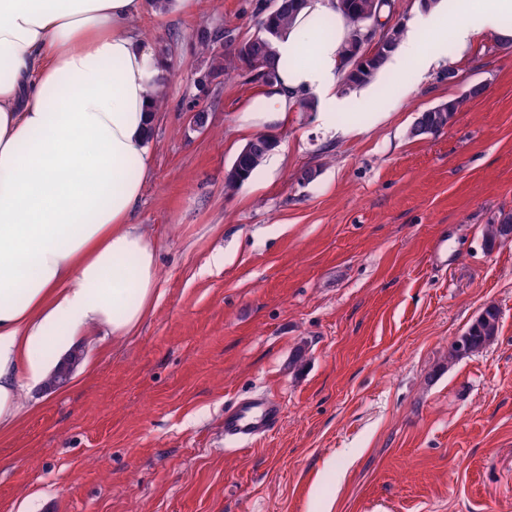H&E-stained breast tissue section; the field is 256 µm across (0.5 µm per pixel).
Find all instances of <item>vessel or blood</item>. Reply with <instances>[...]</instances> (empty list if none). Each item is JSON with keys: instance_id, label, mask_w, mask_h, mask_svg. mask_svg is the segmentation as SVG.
I'll return each instance as SVG.
<instances>
[{"instance_id": "1", "label": "vessel or blood", "mask_w": 512, "mask_h": 512, "mask_svg": "<svg viewBox=\"0 0 512 512\" xmlns=\"http://www.w3.org/2000/svg\"><path fill=\"white\" fill-rule=\"evenodd\" d=\"M282 417L281 403L261 395L237 401L224 412V436L248 447L274 432Z\"/></svg>"}]
</instances>
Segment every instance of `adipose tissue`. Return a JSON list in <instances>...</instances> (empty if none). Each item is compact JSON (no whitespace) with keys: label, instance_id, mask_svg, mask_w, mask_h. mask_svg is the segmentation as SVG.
<instances>
[{"label":"adipose tissue","instance_id":"adipose-tissue-1","mask_svg":"<svg viewBox=\"0 0 512 512\" xmlns=\"http://www.w3.org/2000/svg\"><path fill=\"white\" fill-rule=\"evenodd\" d=\"M151 5L0 0V435L73 349L131 336L159 296L156 246L132 221L169 69L136 25ZM479 34L512 46V0L418 2L388 64L428 70ZM346 35L331 0H310L275 43L270 107L315 94L330 123Z\"/></svg>","mask_w":512,"mask_h":512}]
</instances>
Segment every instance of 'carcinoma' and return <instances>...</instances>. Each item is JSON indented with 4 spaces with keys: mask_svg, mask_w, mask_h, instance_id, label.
I'll list each match as a JSON object with an SVG mask.
<instances>
[{
    "mask_svg": "<svg viewBox=\"0 0 512 512\" xmlns=\"http://www.w3.org/2000/svg\"><path fill=\"white\" fill-rule=\"evenodd\" d=\"M333 2L336 12L342 14L347 23V36L340 58L339 74L343 89L351 92L372 82L389 57L387 53H379L365 64L359 62L360 53L356 52L357 34L362 28L381 24L383 17L392 19L393 0H333ZM299 11L300 8L294 6V0H277V9L273 11L267 10L266 4H259L255 11L258 18L256 31L246 38L250 52L234 55L236 65L232 66V69L250 75L255 82L260 81L265 74L273 78L277 77L274 65L275 40L280 31L294 20ZM197 39L202 49L212 58L210 68L199 73L195 79V85L199 91L205 92L213 78L223 70L224 30L203 27L197 31ZM481 93L482 90L470 86L458 96L440 104L438 109L427 108L418 112V116L423 118L428 129L419 128V121L416 120L410 128V135L424 137L437 134L448 126L449 120L462 111L469 100L480 96ZM256 139L262 141V147L247 153L238 152L237 161L233 162L226 171L225 191L233 192L248 181L275 150L276 141L271 138L258 135ZM505 224L512 225L511 213H503L497 222L487 225L484 236L488 247L492 248L501 241ZM499 324V308L493 304L485 306L469 327L451 342L448 348V362L453 363L482 351L495 340ZM82 357L83 353L78 352L73 363L66 366L59 365L49 380V386L56 388L66 385L74 372V364L81 361Z\"/></svg>",
    "mask_w": 512,
    "mask_h": 512,
    "instance_id": "1",
    "label": "carcinoma"
}]
</instances>
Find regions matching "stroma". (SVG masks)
Segmentation results:
<instances>
[{
	"label": "stroma",
	"mask_w": 512,
	"mask_h": 512,
	"mask_svg": "<svg viewBox=\"0 0 512 512\" xmlns=\"http://www.w3.org/2000/svg\"><path fill=\"white\" fill-rule=\"evenodd\" d=\"M256 3L139 20L170 59L134 216L160 296L134 336L32 391L0 436V512H512V241L483 237L512 211V49L481 34L440 67L385 69L331 130L295 107L272 120L245 75L193 83L211 64L197 28L247 38ZM478 82L442 133L409 136ZM259 133L277 148L226 193ZM489 303L495 341L449 362ZM252 394L282 421L235 450L224 411Z\"/></svg>",
	"instance_id": "stroma-1"
}]
</instances>
